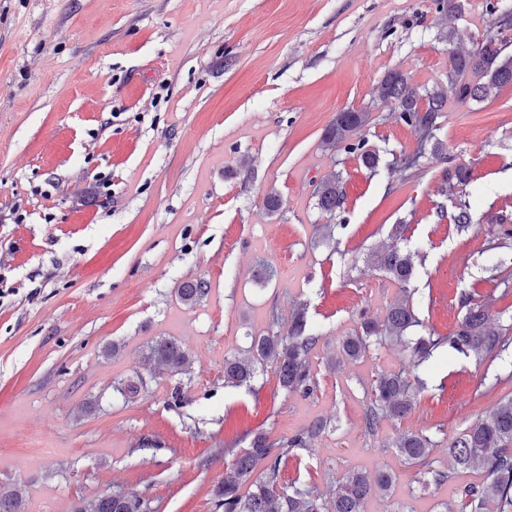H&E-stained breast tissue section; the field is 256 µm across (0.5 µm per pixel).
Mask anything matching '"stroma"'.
I'll use <instances>...</instances> for the list:
<instances>
[{
    "label": "stroma",
    "instance_id": "stroma-1",
    "mask_svg": "<svg viewBox=\"0 0 512 512\" xmlns=\"http://www.w3.org/2000/svg\"><path fill=\"white\" fill-rule=\"evenodd\" d=\"M440 23L432 0H0V486L24 512H72L115 489L151 512H216L225 449L258 431L276 444L327 416L334 430L305 467L282 465V484L326 493L346 471L388 468L397 482L366 512H443L481 481L419 491L386 443L407 430L453 438L512 383L475 398L483 367L442 353L421 369L411 414L370 436L362 385L399 368L401 347L331 362L359 312L381 318L400 295L364 262L395 224L415 254L408 288L424 328L454 332L465 291L490 300L492 318L512 316V280L490 279L482 253L512 223V85L449 99L444 153L404 181L394 168L417 135L377 88L393 70L421 94L446 83ZM347 109L369 115L356 136L378 151L375 171L321 148ZM453 161L470 169L462 232L433 219ZM335 174L345 226L331 247L314 189ZM199 277L208 296L184 305L178 286ZM300 302L322 336L316 391L284 395L270 372L225 386V357L266 333L271 308L286 321ZM158 336L190 354L181 380L144 364ZM134 374L145 386L127 402L112 385Z\"/></svg>",
    "mask_w": 512,
    "mask_h": 512
}]
</instances>
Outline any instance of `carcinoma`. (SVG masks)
<instances>
[{
	"mask_svg": "<svg viewBox=\"0 0 512 512\" xmlns=\"http://www.w3.org/2000/svg\"><path fill=\"white\" fill-rule=\"evenodd\" d=\"M486 12L497 16L496 33L484 36L471 51L448 54V83L461 103L486 99L493 90L512 84V54L505 53L506 46L512 42L508 37L512 21L503 20L506 13L500 11L499 0H486ZM379 95L393 102L396 119L419 135L417 151L400 158L397 166L400 177L409 178L418 170L419 158L425 150L442 151L436 131L438 119L448 103L447 95L439 88L421 95L399 71H391L384 77ZM367 121L368 113L363 111L337 113L322 135L323 149L353 154L363 167L375 170L378 153L367 148L362 139L352 141L353 133ZM469 180L470 170L461 164L446 170L442 194L456 197V204L451 213L438 206L434 212L436 221L448 219L462 230L473 223L464 191ZM315 197L319 209L331 216L344 211L345 193L337 176L321 181ZM365 262L403 286V297L387 309L383 322L360 319L359 329L341 338L336 362L360 360L371 347L388 343L401 345L408 352L407 367L380 373L364 388L367 406L363 426L366 433L374 436L381 422L401 421L414 409L425 389L417 371L438 351L449 348L488 368L497 360L506 361L512 350V322H492L490 303L466 293L459 303L464 315L454 333L442 336L431 329L426 335L409 339L408 329L422 325L406 289L414 272L413 255L394 246L367 254ZM208 292V281L196 278L180 285L178 297L183 304L192 306ZM320 339L308 326L304 306L297 307L285 331L280 327L279 315L273 312L267 333L250 337L246 356L224 358V386L248 385L258 372L269 368L285 394L308 396L318 387L314 355ZM143 359L171 377L185 373L191 365L189 353L175 339L163 336L146 346ZM143 387V378L136 375L113 385V390L132 402ZM331 425L330 417L318 419L276 445L269 443L263 433L256 432L248 447L238 451L224 449L232 455V460L213 489L216 506L223 512H365L364 505L372 495L390 492L395 482L392 471L380 470L371 478L365 472L350 470L337 481L334 493L329 496L305 481L280 484L281 465L290 457L300 456ZM439 446L435 436L410 430L387 444L395 449L401 465L416 469L417 483L423 490L449 478L482 470V482L460 487L457 512H512V397L499 400L448 443V469L435 466L431 458L432 449ZM0 512H22L18 494L0 489ZM73 512H148V507L141 497L114 490L97 498L79 500Z\"/></svg>",
	"mask_w": 512,
	"mask_h": 512,
	"instance_id": "cac0c4a2",
	"label": "carcinoma"
}]
</instances>
